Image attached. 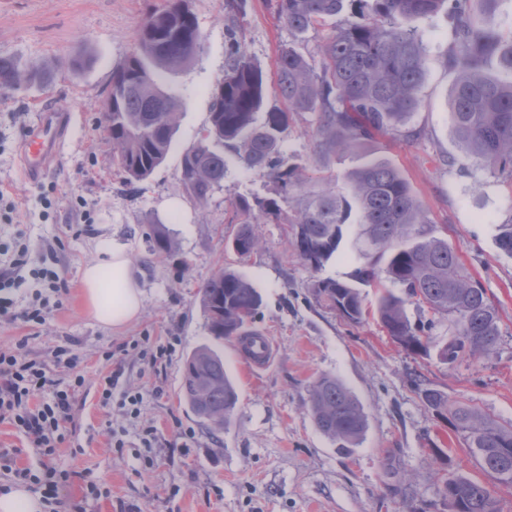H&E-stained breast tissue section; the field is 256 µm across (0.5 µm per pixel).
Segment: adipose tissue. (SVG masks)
Here are the masks:
<instances>
[{
    "mask_svg": "<svg viewBox=\"0 0 512 512\" xmlns=\"http://www.w3.org/2000/svg\"><path fill=\"white\" fill-rule=\"evenodd\" d=\"M82 285L86 309L100 325L118 330L138 316L142 292L124 250L86 265Z\"/></svg>",
    "mask_w": 512,
    "mask_h": 512,
    "instance_id": "adipose-tissue-1",
    "label": "adipose tissue"
}]
</instances>
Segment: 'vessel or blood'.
<instances>
[{"instance_id":"1","label":"vessel or blood","mask_w":512,"mask_h":512,"mask_svg":"<svg viewBox=\"0 0 512 512\" xmlns=\"http://www.w3.org/2000/svg\"><path fill=\"white\" fill-rule=\"evenodd\" d=\"M72 116L64 107L44 109L39 123L20 145L21 170L32 181L41 179L55 162L65 144ZM241 351L251 368L265 367L271 358L270 340L265 336H248L241 341Z\"/></svg>"}]
</instances>
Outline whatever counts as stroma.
Instances as JSON below:
<instances>
[{
	"label": "stroma",
	"instance_id": "1",
	"mask_svg": "<svg viewBox=\"0 0 512 512\" xmlns=\"http://www.w3.org/2000/svg\"><path fill=\"white\" fill-rule=\"evenodd\" d=\"M158 0H0V55L23 69L48 70L44 84L0 94V186L24 205L13 223H0V241L23 231L29 267L55 257L69 291L33 328L0 321V349L25 342L30 357L60 386L81 375L74 422L54 455H44L13 426L0 424V449L18 451L17 465L39 472L44 464L79 472L68 496L85 512H448L442 481L453 472L477 480L512 512V487L499 485L471 457L447 421L423 404L419 388H435L449 401L512 420V257L497 246L499 226L512 214V184L479 170L449 168L458 155L449 116L453 73L443 58L451 23L440 12L418 24L427 46L421 106L408 127L411 138L376 136L373 157L397 167L429 212L435 235L446 238L496 306L501 339L490 354L444 364L407 354L387 336L376 313L378 290L362 287L368 315L359 325L318 301L315 277L289 241V224H261L250 256L232 248V204L271 197L275 184L226 154L224 180L204 205L185 199L180 160L210 125V104L224 74L227 30L224 0H189L203 49L188 66L163 74L161 83L183 101L177 133L164 164L137 192H129L112 163V145L98 127L112 72L132 51L137 30ZM247 53L270 68L288 31L270 0H243L235 32ZM72 113L61 157L40 181L20 171L19 147L43 107ZM316 125L298 115L283 153L313 169ZM180 206L167 208V200ZM163 221L173 256L151 253L150 219ZM129 254L142 289L137 318L112 331L86 310L83 268L106 251ZM244 274L260 291L262 306L251 329L270 336L273 361L247 370L237 339L217 343L238 384L231 424L203 427L180 399L184 360L213 342L199 303L203 280L224 267ZM167 356L151 361L157 347ZM73 349L76 369L58 366L57 348ZM118 373L109 403L100 399L104 376ZM333 375L359 398L368 416L362 442L338 452L315 427L308 390ZM141 393L138 415L123 405ZM152 443H144L146 428Z\"/></svg>",
	"mask_w": 512,
	"mask_h": 512
}]
</instances>
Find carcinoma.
I'll list each match as a JSON object with an SVG mask.
<instances>
[{"label":"carcinoma","mask_w":512,"mask_h":512,"mask_svg":"<svg viewBox=\"0 0 512 512\" xmlns=\"http://www.w3.org/2000/svg\"><path fill=\"white\" fill-rule=\"evenodd\" d=\"M499 0H275V14L293 37L346 11L349 19L329 34L319 58L305 55L294 41L280 46L265 70L230 39L224 76L210 112L206 134L187 147L180 161V188L196 204L208 201L224 181V149L236 152L249 170L265 171L276 196L254 204H233L238 228L232 240L240 256L260 244L257 224H292L290 240L302 264L318 273L351 238L357 266L346 281L317 279V299L346 321L358 324L367 311L360 286L382 288L377 314L387 335L410 354L428 353L434 322L414 326L404 306L416 302L446 317L452 343L440 360L453 363L489 354L500 340L499 317L482 283L464 267L447 240L433 234L423 203L392 164L370 158L347 172L351 196L336 187V176H305L289 162L282 145L293 117H315L314 153L323 162L338 150L360 149L379 134L397 135L416 112L424 77L426 46L418 28L408 25L445 10L452 21L446 64L455 72L450 117L461 155L448 166L470 162L492 177L512 182V78L487 70L495 60L512 73V31L496 21ZM202 50L197 15L188 0H163L142 23L136 46L112 73L100 127L112 141L113 161L131 189L149 179L165 161L176 132L179 99L160 84V75L188 64ZM47 73L22 70L0 56V93L21 84L42 83ZM277 85L283 106L255 115L264 103L267 79ZM298 195L292 214L281 199ZM149 236L158 258L172 251L163 222L154 218ZM499 249L512 256V217L501 225ZM401 290L398 295L395 290ZM210 336L219 342L252 336L248 325L262 305L253 284L224 268L199 289ZM427 409L448 419L481 470L512 485V421L502 422L476 408L449 402L437 389L420 390ZM180 398L199 422L222 430L238 403L224 356L204 344L186 358ZM309 413L317 429L338 448L362 441L368 418L358 398L335 376H322L309 388ZM448 512H501L498 499L479 481L454 476L443 481Z\"/></svg>","instance_id":"obj_1"}]
</instances>
